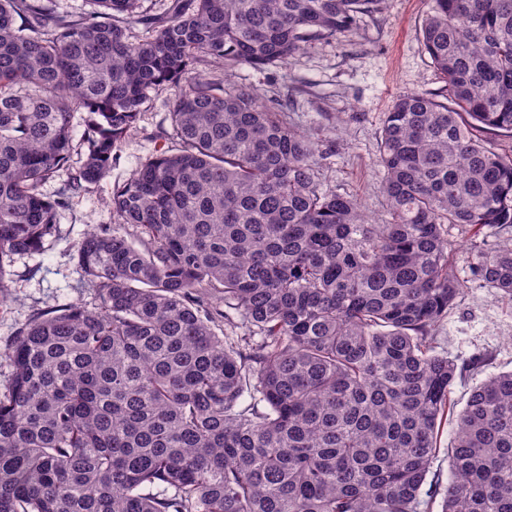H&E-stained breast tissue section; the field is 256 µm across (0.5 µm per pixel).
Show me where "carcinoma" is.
I'll use <instances>...</instances> for the list:
<instances>
[{"label":"carcinoma","mask_w":512,"mask_h":512,"mask_svg":"<svg viewBox=\"0 0 512 512\" xmlns=\"http://www.w3.org/2000/svg\"><path fill=\"white\" fill-rule=\"evenodd\" d=\"M87 2L0 0V289L163 87L179 148L113 186L116 224L78 243L97 304L0 352V512H420L446 413L441 512H512V371L456 412L467 369L434 349L467 287L448 227L512 226V155L488 139L512 137V0H428L446 94L385 113L381 223L321 189L311 141L253 90L197 65L284 64L383 0H170L145 37L142 0ZM470 282L512 297V244L478 245ZM456 434L455 423L451 416L443 417L439 421L437 429V447L439 448L436 458L433 460L431 465L430 474L427 476L426 483L422 486V497L424 500H428L425 492L429 489V483L432 477L435 475L434 480L439 478V483L444 486H448V482L452 479V474L448 468V447L454 440Z\"/></svg>","instance_id":"cac0c4a2"}]
</instances>
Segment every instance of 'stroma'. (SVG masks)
Instances as JSON below:
<instances>
[{
  "mask_svg": "<svg viewBox=\"0 0 512 512\" xmlns=\"http://www.w3.org/2000/svg\"><path fill=\"white\" fill-rule=\"evenodd\" d=\"M427 0H386L382 12L357 18L338 37L312 43L286 65L257 69L246 64L231 72L201 64L212 79L251 88L284 112L287 122L317 143L313 159L320 186L357 199L372 217L384 213L375 164L382 119L398 96L425 93L444 81L425 53L421 27ZM173 90L152 94L136 127L122 145L112 172L100 185L70 192L59 210L57 232L41 253L18 256L7 268L8 295L0 304V350L37 313L68 302L96 303L85 288L74 256L84 233L112 223V188L152 153L177 148L167 113ZM512 240V228L496 225L480 232L459 227L448 233L455 273L469 276L475 242ZM437 351L462 362L488 354L487 362L467 372L451 389L455 408H463L473 389L491 375L512 371V300L491 288H468L437 331Z\"/></svg>",
  "mask_w": 512,
  "mask_h": 512,
  "instance_id": "stroma-1",
  "label": "stroma"
}]
</instances>
